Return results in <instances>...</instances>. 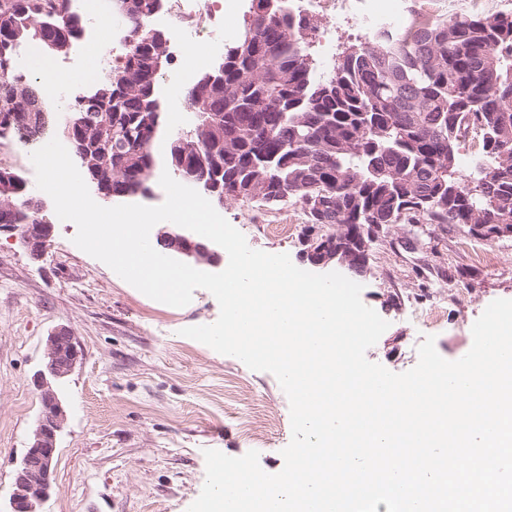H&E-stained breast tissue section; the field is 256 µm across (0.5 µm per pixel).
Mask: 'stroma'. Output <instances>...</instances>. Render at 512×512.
I'll return each instance as SVG.
<instances>
[{"label":"stroma","instance_id":"obj_1","mask_svg":"<svg viewBox=\"0 0 512 512\" xmlns=\"http://www.w3.org/2000/svg\"><path fill=\"white\" fill-rule=\"evenodd\" d=\"M370 0H341L315 17L308 52L316 72L330 64L323 35L337 51L358 44L352 14ZM217 211L268 253L299 268L302 225L290 206L270 210L228 200ZM43 260L0 235V512L41 407L35 373L46 339L70 327L83 357L59 386L67 421L59 435L55 484L43 512H187L206 478L204 450L239 457L255 450L278 473L291 440L290 405L275 376L250 370L182 336L214 323L219 305L198 289L187 306L155 301L73 243L75 225L54 220ZM361 299L389 327L366 357L395 373L412 369L425 336L449 361L471 348V328L494 300H512V236L486 239L451 224H392L372 245L358 275ZM421 309L423 318L412 315Z\"/></svg>","mask_w":512,"mask_h":512}]
</instances>
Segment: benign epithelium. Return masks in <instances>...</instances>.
Segmentation results:
<instances>
[{
	"label": "benign epithelium",
	"mask_w": 512,
	"mask_h": 512,
	"mask_svg": "<svg viewBox=\"0 0 512 512\" xmlns=\"http://www.w3.org/2000/svg\"><path fill=\"white\" fill-rule=\"evenodd\" d=\"M162 232L178 241L174 252L166 256L185 262H204L213 267L223 263V253L218 246L195 239L182 227L169 224ZM0 233L10 235L33 259L40 260L47 252L53 225L0 224ZM311 253L313 265L326 267L339 255L349 257L350 251L346 243L324 237ZM82 356L83 349L70 328L59 327L47 337L43 367L34 376L42 408L29 446L15 469V490L8 512H39L38 506L50 496L57 440L67 419L58 384L72 373Z\"/></svg>",
	"instance_id": "obj_1"
}]
</instances>
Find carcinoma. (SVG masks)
Masks as SVG:
<instances>
[{"mask_svg": "<svg viewBox=\"0 0 512 512\" xmlns=\"http://www.w3.org/2000/svg\"><path fill=\"white\" fill-rule=\"evenodd\" d=\"M121 74L59 112L15 66L36 43L67 53L86 31L75 0H0V138L54 132L88 158L83 173L118 198L143 195L164 166L214 201L268 209L292 201L305 229L342 239L356 225L373 244L383 224H464L484 237L512 232V15H476L383 32L318 74L307 52L312 20L291 0H249V19L224 56L186 91L192 122L158 156L148 129L170 33L149 26L160 0H125ZM79 122L70 125L68 113ZM475 139L468 174L457 148ZM48 224L24 177L0 168V218Z\"/></svg>", "mask_w": 512, "mask_h": 512, "instance_id": "obj_1", "label": "carcinoma"}]
</instances>
